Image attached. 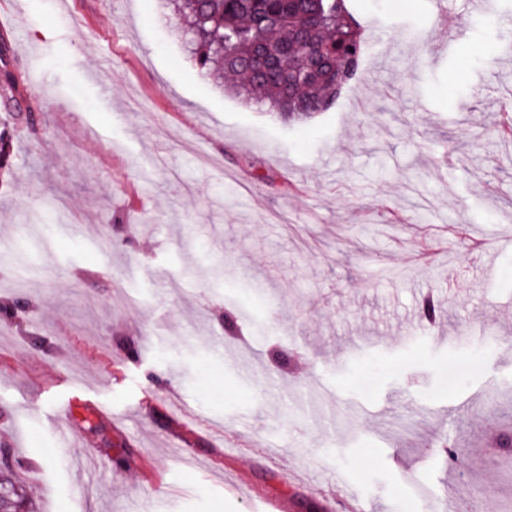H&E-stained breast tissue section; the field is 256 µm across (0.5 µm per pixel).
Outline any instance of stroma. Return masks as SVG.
Returning a JSON list of instances; mask_svg holds the SVG:
<instances>
[{"mask_svg":"<svg viewBox=\"0 0 512 512\" xmlns=\"http://www.w3.org/2000/svg\"><path fill=\"white\" fill-rule=\"evenodd\" d=\"M464 2L451 37L366 0L361 73L285 123L157 0H0L41 121L0 182V445L36 512H512V0Z\"/></svg>","mask_w":512,"mask_h":512,"instance_id":"1","label":"stroma"}]
</instances>
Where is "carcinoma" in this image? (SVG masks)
<instances>
[{
    "label": "carcinoma",
    "instance_id": "carcinoma-1",
    "mask_svg": "<svg viewBox=\"0 0 512 512\" xmlns=\"http://www.w3.org/2000/svg\"><path fill=\"white\" fill-rule=\"evenodd\" d=\"M183 23L197 70L223 67L231 93L267 103L274 116L297 122L333 108L359 73L365 30L354 20L356 0H160ZM0 54V175L12 167L19 115L15 93L23 63L9 43ZM10 453H3L0 512H25Z\"/></svg>",
    "mask_w": 512,
    "mask_h": 512
}]
</instances>
